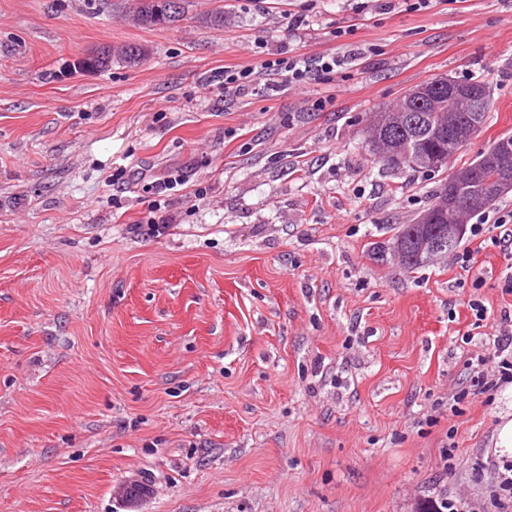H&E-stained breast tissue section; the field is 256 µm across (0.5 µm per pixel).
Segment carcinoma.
<instances>
[{
	"mask_svg": "<svg viewBox=\"0 0 512 512\" xmlns=\"http://www.w3.org/2000/svg\"><path fill=\"white\" fill-rule=\"evenodd\" d=\"M183 14V0H140L133 20L142 27H164L178 21ZM114 57L131 65H138L146 59L147 50L136 43H128L117 49L106 46L80 60L79 66L85 70H105L112 66ZM472 94L483 96L485 106L482 111L470 110L467 97ZM492 106L493 100L486 85L478 81L451 79L442 85L439 93L427 99L420 111L413 113L415 122L402 121L403 110L406 109V101L403 100L396 109L386 111L389 126L385 127L379 121L374 123L372 137L380 139L389 150L407 156L399 168L439 176V188L431 204L436 224H401L394 235L393 248L408 257L406 265L403 266L404 271L411 273L429 262L424 245L429 242L430 229L448 228V211L442 206V200L447 193V165L438 166L432 163L427 149L436 148L443 157L452 158L467 145V141L458 138V127L466 125L472 128V135H477ZM481 160L484 161L485 179H498L499 164L484 160L480 155L464 165L459 174L466 173Z\"/></svg>",
	"mask_w": 512,
	"mask_h": 512,
	"instance_id": "1",
	"label": "carcinoma"
}]
</instances>
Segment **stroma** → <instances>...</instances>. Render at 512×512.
Segmentation results:
<instances>
[{"label": "stroma", "mask_w": 512, "mask_h": 512, "mask_svg": "<svg viewBox=\"0 0 512 512\" xmlns=\"http://www.w3.org/2000/svg\"><path fill=\"white\" fill-rule=\"evenodd\" d=\"M136 5L0 0V512H500L512 384L470 366L498 376L512 254L380 258L438 179L367 127L448 76L494 102L449 170L512 134V0H185L161 28ZM130 42L139 65L79 66ZM350 44L346 78L224 97L225 68ZM492 467L495 474L492 496L499 505L503 508L507 505L509 509L512 504V460L502 459Z\"/></svg>", "instance_id": "1"}]
</instances>
